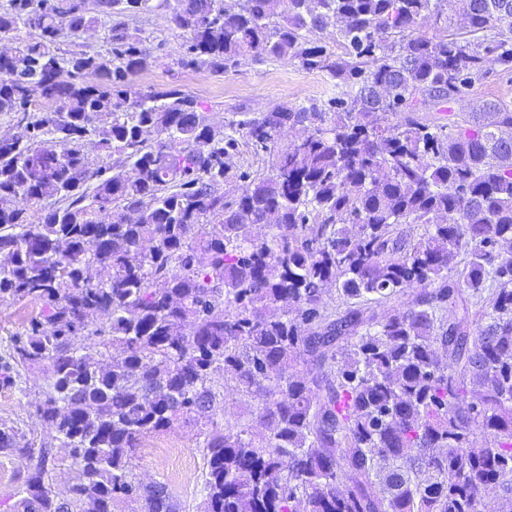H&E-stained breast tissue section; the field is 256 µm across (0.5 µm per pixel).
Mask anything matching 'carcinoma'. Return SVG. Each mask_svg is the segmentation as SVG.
I'll list each match as a JSON object with an SVG mask.
<instances>
[{"mask_svg":"<svg viewBox=\"0 0 512 512\" xmlns=\"http://www.w3.org/2000/svg\"><path fill=\"white\" fill-rule=\"evenodd\" d=\"M96 12L110 21L104 53L76 47L98 22L86 0L0 12V30L38 31L0 55V113L18 129L0 140V300L42 303L0 383L45 375L35 416L78 470L56 498L51 447L0 425V454L21 460V512L138 500L179 512L165 484L135 480L131 453L181 417L210 418L219 380L265 396L268 433L204 435V512H512V109L486 102L439 124L415 107L461 98L494 65L512 71V0H468L466 25L436 38L418 26L440 23L439 0H97ZM155 12L186 33L179 68L296 60L340 93L220 130L177 87H133L155 60L129 20ZM332 24L340 53L312 39ZM287 126L301 143L280 145ZM89 139L111 164L90 169ZM242 145L267 164L234 176ZM95 311L108 324L85 320Z\"/></svg>","mask_w":512,"mask_h":512,"instance_id":"carcinoma-1","label":"carcinoma"}]
</instances>
